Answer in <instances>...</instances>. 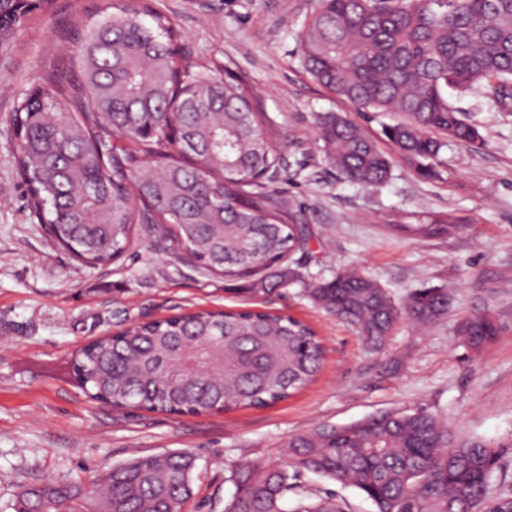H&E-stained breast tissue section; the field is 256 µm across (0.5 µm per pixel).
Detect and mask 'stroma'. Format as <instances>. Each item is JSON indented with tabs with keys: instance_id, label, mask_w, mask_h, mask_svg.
I'll use <instances>...</instances> for the list:
<instances>
[{
	"instance_id": "stroma-1",
	"label": "stroma",
	"mask_w": 512,
	"mask_h": 512,
	"mask_svg": "<svg viewBox=\"0 0 512 512\" xmlns=\"http://www.w3.org/2000/svg\"><path fill=\"white\" fill-rule=\"evenodd\" d=\"M95 0H54L0 49V512L22 487L50 479L89 484L131 460L171 451L196 460L181 512H224L239 463L282 460L289 437L386 411L422 409L469 437L499 444L495 488L512 490V103L451 96L480 141H448L426 177L384 135L396 112H363L320 86L301 63L297 34L317 0H151L184 35L188 63L210 58L250 85L273 124L281 173L274 190L308 224L315 283L355 266L402 302L418 288L446 287L453 303L426 330L402 321L380 352L299 287L261 297L184 264L173 241L138 235L111 264L89 268L55 246L30 212L13 163L8 118L15 101L57 59L75 51L66 32ZM359 125L391 164L389 180H345L316 138L320 115ZM388 213L448 214V237H395ZM251 307L309 324L324 344L317 379L262 408L196 416L118 409L92 399L72 362L91 340L133 323L202 309ZM491 314L500 332L481 352L462 344L459 323Z\"/></svg>"
}]
</instances>
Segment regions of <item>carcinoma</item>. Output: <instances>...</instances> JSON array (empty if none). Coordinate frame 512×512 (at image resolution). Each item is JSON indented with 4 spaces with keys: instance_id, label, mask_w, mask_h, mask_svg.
Wrapping results in <instances>:
<instances>
[{
    "instance_id": "obj_1",
    "label": "carcinoma",
    "mask_w": 512,
    "mask_h": 512,
    "mask_svg": "<svg viewBox=\"0 0 512 512\" xmlns=\"http://www.w3.org/2000/svg\"><path fill=\"white\" fill-rule=\"evenodd\" d=\"M52 5L0 0V47ZM67 37L76 55L45 70L11 115L16 170L53 242L94 267L121 257L141 224L245 293L305 282L312 233L288 199L267 189L280 155L246 83L208 59L186 65L181 31L146 3L99 0ZM299 46L312 78L356 109L403 114L385 136L425 176L444 140L481 139L448 95L512 98V0H319ZM317 139L344 179H389L387 157L344 117L321 116ZM383 222L413 237L460 229L446 214ZM305 292L373 350L401 320L434 325L453 302L447 288H421L398 303L355 269ZM498 334L489 314L457 329L476 352ZM322 361L315 331L291 316L204 310L94 339L73 368L92 398L114 407L201 415L281 401L311 383ZM287 448L285 463L231 470L235 492L224 512H347L334 492L312 497L308 474L355 488L376 512H512V494L491 491L495 446L459 437L424 410L322 425ZM194 462L167 452L114 466L87 488L47 480L24 488L14 512H180ZM290 492L298 495L291 508Z\"/></svg>"
}]
</instances>
